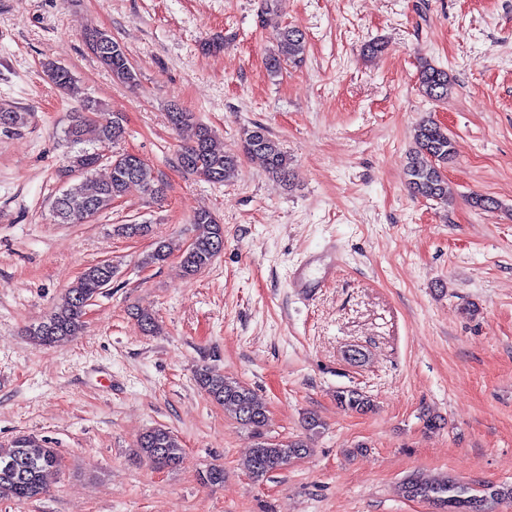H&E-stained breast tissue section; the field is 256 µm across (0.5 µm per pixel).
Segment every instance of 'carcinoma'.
<instances>
[{"label": "carcinoma", "mask_w": 512, "mask_h": 512, "mask_svg": "<svg viewBox=\"0 0 512 512\" xmlns=\"http://www.w3.org/2000/svg\"><path fill=\"white\" fill-rule=\"evenodd\" d=\"M85 42L91 54L114 78L130 86L136 85L137 74L128 53L111 34L94 30L85 35ZM305 52V33L296 27L284 28L277 49L265 57L267 75L276 79L287 67L302 64ZM43 72L58 90L66 94L76 93V80L68 67L48 61L43 63ZM419 87L427 98L438 101L448 97L453 83L446 70L424 62L419 71ZM30 118L29 112L0 104V132L4 134L19 132L28 125ZM125 134L123 116L91 98L82 100L81 111L71 113L63 130L71 154L68 164L58 169L59 180L66 187L59 190L50 203L54 222L84 224L112 208V204L126 197L132 189L151 198L162 193L161 185L154 180L151 168L144 160L135 159L126 151L105 155V150L119 144ZM414 144L407 157L411 193L448 204L452 193L440 167L452 156L448 130L433 119L425 120L415 129ZM243 151L260 157L274 182L284 184L290 180L291 158L263 126L256 125L244 132ZM105 158L110 167L107 179L97 182L90 191L84 183L74 182V169L79 168L81 175H87ZM178 161L185 172L213 184L230 180L239 167V159L224 154V148L212 131L203 126L197 127L192 141L181 147ZM191 224L194 227L192 240L180 254V269L186 276L207 269L224 250V225L211 212H196ZM116 231L122 237L141 238L149 234L150 225L120 224ZM170 255V245L162 242L146 255L142 264H163ZM114 274L110 262H97L86 267L69 288L65 302L32 327L29 336L41 345L52 346L81 334L85 329L87 306L112 283ZM195 381L213 402L223 406L256 435L257 442L245 463L253 480L262 481L309 452L308 440L300 437L286 442L266 438L264 429L269 422L268 411L249 387L207 368L196 371ZM336 400L344 409L358 413L373 408L366 395L353 389L337 392ZM137 448L158 469L177 467L183 454L177 436L161 426L142 433L137 439ZM58 466L56 449L39 444L30 436L20 435L7 447L0 445V500L22 505L40 499L47 492V475ZM402 492L406 498L431 503L436 512H486L487 501L512 499V487H490L487 495L481 497L471 494L470 487L451 477L428 481L409 476L402 484Z\"/></svg>", "instance_id": "obj_1"}]
</instances>
